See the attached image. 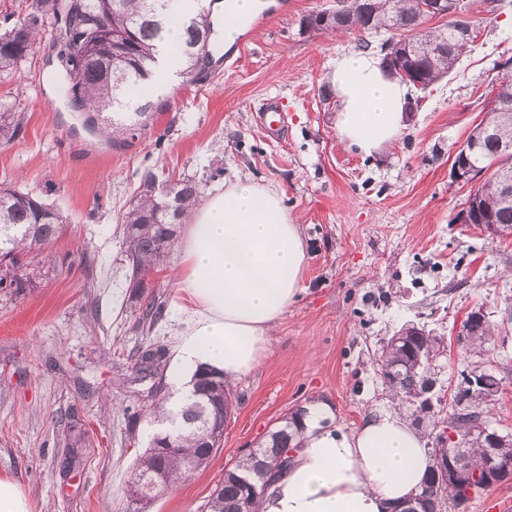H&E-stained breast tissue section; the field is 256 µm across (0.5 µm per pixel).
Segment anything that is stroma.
<instances>
[{
    "mask_svg": "<svg viewBox=\"0 0 512 512\" xmlns=\"http://www.w3.org/2000/svg\"><path fill=\"white\" fill-rule=\"evenodd\" d=\"M266 23L249 18L245 49L220 46L198 83L179 81L169 109L132 146L115 149L81 127L63 76L36 52L20 73L0 75V103L21 112L19 135L0 145V185L37 194L69 216L49 254L32 252L41 275L25 295L0 290V476L19 481L31 512H130L129 482L149 446L142 418L149 383L127 378L150 345L170 348L181 318L167 261L132 287L121 217L145 171L157 184L198 182L201 197L236 179L277 188L307 247L302 289L277 325L262 363L234 384L224 439L210 461L154 500L146 512H207L226 466L296 408L327 406V428L359 429L394 403L377 358L390 336L417 326L444 337L431 365L436 416L453 404L460 375L480 360L512 362V236L460 222L470 184L455 181L454 158L512 60V0H473V40L455 68L427 91L408 126L378 153L348 149L336 130L331 84L337 57L387 32L362 37L306 28L305 16L336 0H264ZM278 101L277 133L260 126ZM164 306L142 320L147 297ZM483 309L494 337L487 355L459 347L466 315Z\"/></svg>",
    "mask_w": 512,
    "mask_h": 512,
    "instance_id": "1",
    "label": "stroma"
}]
</instances>
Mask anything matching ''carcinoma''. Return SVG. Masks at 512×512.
I'll use <instances>...</instances> for the list:
<instances>
[{
	"mask_svg": "<svg viewBox=\"0 0 512 512\" xmlns=\"http://www.w3.org/2000/svg\"><path fill=\"white\" fill-rule=\"evenodd\" d=\"M74 0H18L17 9L26 10L23 20L0 31V73H15L60 22L58 6ZM83 26L75 33L79 41L67 43L59 50L61 73L66 84L67 100L72 109L87 114L91 133L104 135L115 148L131 146L129 139L147 130L154 116L167 109L163 98L134 95L145 88L151 77L157 42L170 22L168 0H80ZM445 23L428 28L427 15L420 0H352L347 17L335 20L323 13L310 14L303 24L313 30L358 29L377 32L390 25L410 33L404 49L412 57L413 79L425 85L444 77L454 68L465 51L473 32V21L455 10L439 14ZM185 38L181 55L185 67L182 77L198 79L199 52L212 48L214 33L210 10L200 7L197 14L184 21ZM21 130V119L12 107L0 104V145L12 141ZM467 160L474 176L484 177L476 191L469 195V215L474 224H498L512 232V196H504L502 179H512V73L500 78L493 107L472 129L466 141ZM155 174L142 175L140 199L124 214L122 224L126 237V258L134 287L143 288L144 277L160 267L175 241V226L186 221L196 205L198 184L179 180L160 196L153 194ZM67 217L54 206L27 191L17 194L13 188L0 187V264L6 263V274L0 275V288L7 286L16 294L33 286L29 263L16 264L17 256L33 250L47 249L61 234ZM494 335L488 326L479 336L470 333L459 337L466 348L483 349ZM391 344L381 350L378 360L392 372L387 382L393 399L405 402L407 397L419 401V413L432 408L431 393L435 379L431 366H415L411 352L433 351L444 337L432 333L409 335V329L389 338ZM164 350L148 346L140 356L136 374L142 378L155 375L163 364ZM507 367L474 366L462 374L454 395V409L432 422V429L444 425L465 428L478 421L489 420L490 401L470 393L469 378L479 374L488 387L504 383ZM233 408L231 385L216 372H204L197 380L194 401L177 418L172 430L154 437L137 461L130 489L145 488L157 472H162L168 488L175 487L191 471L207 463L224 438V424ZM283 448L299 447L302 429L300 417L285 415L275 426ZM270 439H265L245 452L232 467L224 470V478L216 485L208 503L209 512H258L263 493L274 478L286 471L290 461H278L266 454ZM485 448L478 440L464 450L467 466L473 473L483 468ZM468 482L438 484L428 477L422 490L409 500L415 512H443V506L458 512L470 501Z\"/></svg>",
	"mask_w": 512,
	"mask_h": 512,
	"instance_id": "1",
	"label": "carcinoma"
}]
</instances>
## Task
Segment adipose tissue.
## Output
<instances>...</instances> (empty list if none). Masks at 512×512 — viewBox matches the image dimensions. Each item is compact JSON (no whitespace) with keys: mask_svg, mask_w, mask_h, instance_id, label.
<instances>
[{"mask_svg":"<svg viewBox=\"0 0 512 512\" xmlns=\"http://www.w3.org/2000/svg\"><path fill=\"white\" fill-rule=\"evenodd\" d=\"M195 6L174 0L176 19L151 66L154 89L179 80L183 22ZM331 82L336 128L348 149L373 154L399 136L410 88L386 74L378 55L337 57ZM305 264L300 227L273 186L239 179L190 212L174 274L183 319L168 361L171 414L192 402L199 372H220L232 384L262 362L301 290ZM324 412L316 406L300 452L266 491L260 512H393L421 491L431 458L405 419L385 413L346 433L318 425Z\"/></svg>","mask_w":512,"mask_h":512,"instance_id":"adipose-tissue-1","label":"adipose tissue"}]
</instances>
